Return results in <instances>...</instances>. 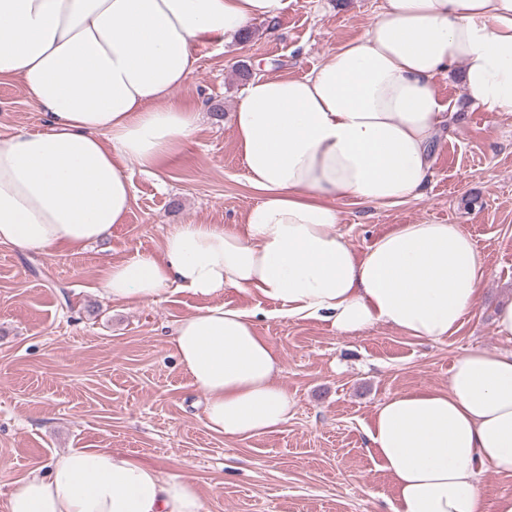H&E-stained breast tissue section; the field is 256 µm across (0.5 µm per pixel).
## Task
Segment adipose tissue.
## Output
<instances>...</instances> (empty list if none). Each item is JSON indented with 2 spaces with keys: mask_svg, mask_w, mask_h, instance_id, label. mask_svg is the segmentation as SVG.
Returning a JSON list of instances; mask_svg holds the SVG:
<instances>
[{
  "mask_svg": "<svg viewBox=\"0 0 512 512\" xmlns=\"http://www.w3.org/2000/svg\"><path fill=\"white\" fill-rule=\"evenodd\" d=\"M290 0H0V82L21 81L43 129L0 137V245L27 253L107 240L124 223L134 161L155 174L194 141L173 100L198 51L273 21ZM460 67L468 100L512 115V0H382L358 38L299 78L257 75L231 115L259 200L238 224L170 227L159 254L108 265L98 293L156 301L232 288L281 315L352 335L377 324L439 341L479 302L489 270L457 224H403L356 254L334 204L421 196L448 107L435 78ZM180 368L230 439L278 430L294 400L253 313L222 305L181 319ZM368 438L395 488L392 512H512L486 504L485 470L512 477V352L458 357L447 387L395 394ZM7 512H204L194 481L112 448H79L17 481Z\"/></svg>",
  "mask_w": 512,
  "mask_h": 512,
  "instance_id": "adipose-tissue-1",
  "label": "adipose tissue"
}]
</instances>
